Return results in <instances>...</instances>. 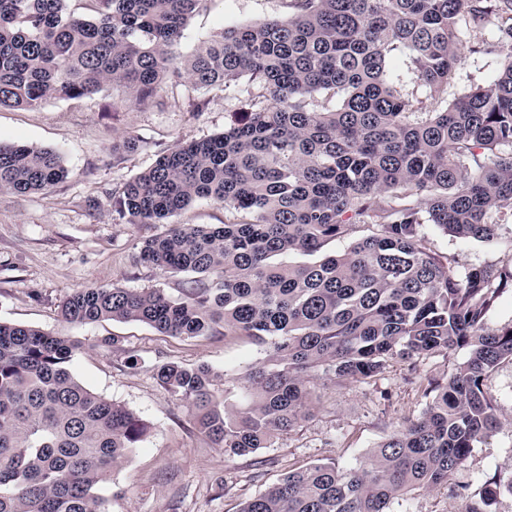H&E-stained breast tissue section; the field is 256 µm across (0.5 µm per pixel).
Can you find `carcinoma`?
I'll return each mask as SVG.
<instances>
[{"label":"carcinoma","mask_w":512,"mask_h":512,"mask_svg":"<svg viewBox=\"0 0 512 512\" xmlns=\"http://www.w3.org/2000/svg\"><path fill=\"white\" fill-rule=\"evenodd\" d=\"M0 0V109L36 108L119 89L162 106L180 79L221 88L247 76L267 104L246 103L224 132L178 144L122 188L112 208L130 224H166L140 260L186 273L176 297L158 289L81 288L60 305L70 323L147 324L167 336L224 331L268 346L239 380L245 403L224 406V376L202 363L155 367L199 433L246 456L310 414V382L379 379L410 363L469 350L448 380L428 381L422 415L372 449L368 462L288 472L239 512H392L416 491L445 487L502 426L484 381L512 361V325L487 326L512 289V258L454 276L421 244L424 225L491 241L512 209V0H290L286 20L230 26L195 54L177 42L207 0ZM491 24L508 60L439 112H415L390 55L431 93L448 86L460 33ZM336 99L318 112L315 95ZM52 149L0 142V190L42 191L67 178ZM199 200L249 215L229 224H171ZM371 234L346 251L294 265L326 242ZM82 345L0 323V512H107L96 493L149 431L124 406L83 385L70 366ZM458 512H496L512 471L477 491L453 490Z\"/></svg>","instance_id":"obj_1"}]
</instances>
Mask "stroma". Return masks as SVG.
Here are the masks:
<instances>
[{
    "label": "stroma",
    "mask_w": 512,
    "mask_h": 512,
    "mask_svg": "<svg viewBox=\"0 0 512 512\" xmlns=\"http://www.w3.org/2000/svg\"><path fill=\"white\" fill-rule=\"evenodd\" d=\"M291 14L288 0H208L187 21L178 51L188 57L224 27ZM490 36L487 26L464 28L454 78L447 90L435 94L408 71L406 53H395L391 71L414 110L441 111L471 86L488 83L502 66L500 56L482 52ZM261 93L258 84L243 77L225 91L177 87L160 108L137 107L106 89L78 103L50 99L31 110L0 111L1 141L56 150L69 171L66 180L37 193L0 192V322L81 341L74 376L150 426L149 435L113 471L111 484L99 489L109 512H239L242 502L289 471L328 462L359 466L372 448L421 415L426 399L418 378L446 381L467 356L463 349L432 356L413 373L407 363L396 362L370 384L319 377L312 386L310 416L271 447L240 457L224 453L196 431L159 385L155 368L170 361L208 364L224 375V396L232 403L241 395L237 378L266 362V346L245 336L187 339L161 335L138 322L77 325L61 319V301L92 284L176 295L186 274L163 272L138 258L141 242L161 233L162 225L116 220L112 192L150 167L161 152L222 133L233 112L259 100ZM195 101L202 102V111H193ZM127 137L135 140V150L120 149ZM502 222V236L493 242L456 238L429 225L421 231L422 242L447 256L461 275L512 257V213H503ZM113 335L122 337L121 349L105 345ZM132 356L137 366H128ZM485 385L503 425L450 476V485L475 489L486 475L512 470V361L490 372Z\"/></svg>",
    "instance_id": "1"
}]
</instances>
